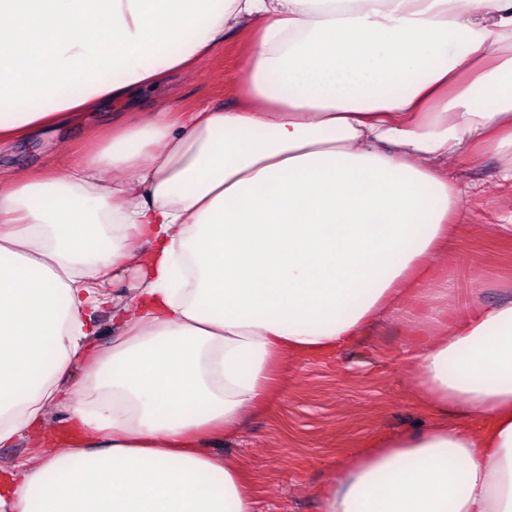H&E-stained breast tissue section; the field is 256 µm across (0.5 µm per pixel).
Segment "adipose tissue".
<instances>
[{"instance_id":"ef3b65f1","label":"adipose tissue","mask_w":512,"mask_h":512,"mask_svg":"<svg viewBox=\"0 0 512 512\" xmlns=\"http://www.w3.org/2000/svg\"><path fill=\"white\" fill-rule=\"evenodd\" d=\"M240 31L237 106H161L66 170L0 171V444L46 439L58 405L80 433L0 471V512H253L209 442L282 359L419 303L409 387L455 420L357 450L320 512H512V300L449 307L429 263L469 195L446 165L494 154L512 188V0H0V145L195 76ZM86 315L91 317V322L97 326L98 333L94 336V341L99 346L107 347L112 344V315L106 309L87 310Z\"/></svg>"}]
</instances>
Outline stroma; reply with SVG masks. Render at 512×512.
<instances>
[{"mask_svg": "<svg viewBox=\"0 0 512 512\" xmlns=\"http://www.w3.org/2000/svg\"><path fill=\"white\" fill-rule=\"evenodd\" d=\"M243 41L240 35L226 37L203 61L196 78L173 74L172 105L185 110L233 104ZM114 113L111 107L99 112L98 127L108 126ZM97 129L73 123L1 148L0 169H66L74 155L97 151ZM63 138L71 152L56 149ZM497 170L498 160L491 155L448 166L449 179L475 186L465 216L455 227V261L448 267L454 290L464 302L512 299V234L496 227L512 191L499 185ZM410 340L409 325L391 316L332 358L284 360L269 408L250 415L234 435L211 447L212 452L235 459L249 474L255 512H319V488L354 449L435 420V413L417 404L408 387Z\"/></svg>", "mask_w": 512, "mask_h": 512, "instance_id": "35a3bbf8", "label": "stroma"}]
</instances>
